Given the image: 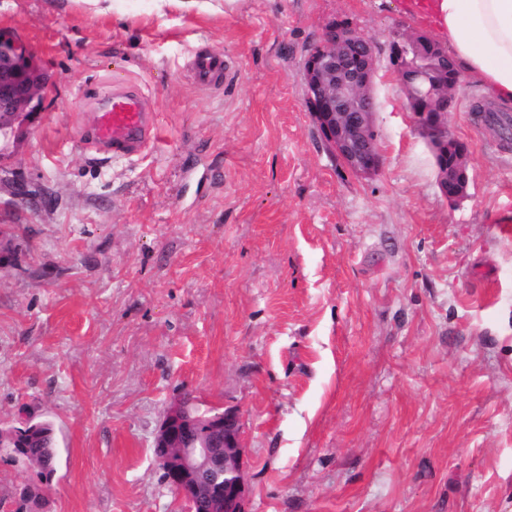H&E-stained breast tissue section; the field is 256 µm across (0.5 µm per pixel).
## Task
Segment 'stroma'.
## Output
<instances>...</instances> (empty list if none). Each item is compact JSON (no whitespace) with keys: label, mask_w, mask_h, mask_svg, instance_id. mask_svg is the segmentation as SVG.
Listing matches in <instances>:
<instances>
[{"label":"stroma","mask_w":512,"mask_h":512,"mask_svg":"<svg viewBox=\"0 0 512 512\" xmlns=\"http://www.w3.org/2000/svg\"><path fill=\"white\" fill-rule=\"evenodd\" d=\"M379 60L370 178L333 155L301 66L331 24ZM403 0H0L50 81L0 156V423L50 420L56 473L0 458L40 512H187L154 437L170 400L243 414L251 512H512V142L463 74L466 198L391 68ZM228 76L199 87L198 47ZM138 88L139 155L93 160L88 100ZM208 165L214 190L192 172Z\"/></svg>","instance_id":"obj_1"}]
</instances>
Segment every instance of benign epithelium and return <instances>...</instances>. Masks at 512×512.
<instances>
[{
    "label": "benign epithelium",
    "instance_id": "benign-epithelium-1",
    "mask_svg": "<svg viewBox=\"0 0 512 512\" xmlns=\"http://www.w3.org/2000/svg\"><path fill=\"white\" fill-rule=\"evenodd\" d=\"M395 80L414 123L437 161L436 182L449 201L467 195L469 154L448 130L454 85L441 79L448 47L425 33L405 34L395 46ZM378 71L373 41L350 26L325 29L302 66L305 99L331 152L354 174L372 177L383 155L375 130ZM47 73L33 50L0 31V133L27 117L43 100ZM167 455L166 483L185 500L188 512L201 500L208 512H250L244 477L245 447L240 409L200 411L175 398L154 439Z\"/></svg>",
    "mask_w": 512,
    "mask_h": 512
}]
</instances>
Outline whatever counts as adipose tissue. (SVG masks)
Masks as SVG:
<instances>
[{"label":"adipose tissue","instance_id":"1","mask_svg":"<svg viewBox=\"0 0 512 512\" xmlns=\"http://www.w3.org/2000/svg\"><path fill=\"white\" fill-rule=\"evenodd\" d=\"M491 100L512 104V0H405Z\"/></svg>","mask_w":512,"mask_h":512}]
</instances>
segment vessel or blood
I'll return each instance as SVG.
<instances>
[{
	"instance_id": "obj_1",
	"label": "vessel or blood",
	"mask_w": 512,
	"mask_h": 512,
	"mask_svg": "<svg viewBox=\"0 0 512 512\" xmlns=\"http://www.w3.org/2000/svg\"><path fill=\"white\" fill-rule=\"evenodd\" d=\"M226 69L222 55L197 53L193 76L202 86L209 85ZM90 129L84 142L88 150L103 156L127 157L142 153L154 139L153 113L144 95L123 82L113 83L98 97Z\"/></svg>"
}]
</instances>
